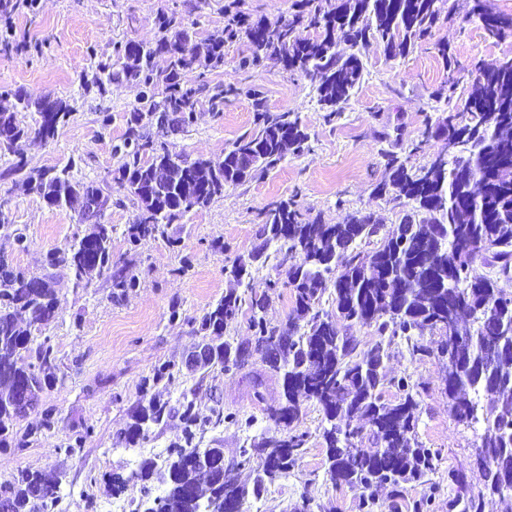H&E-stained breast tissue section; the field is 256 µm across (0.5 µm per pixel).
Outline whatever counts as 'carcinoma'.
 I'll use <instances>...</instances> for the list:
<instances>
[{"label":"carcinoma","mask_w":512,"mask_h":512,"mask_svg":"<svg viewBox=\"0 0 512 512\" xmlns=\"http://www.w3.org/2000/svg\"><path fill=\"white\" fill-rule=\"evenodd\" d=\"M438 2L300 0L290 17L274 24L238 9L228 13L224 28L210 33L201 48L183 17L161 13V37L155 43L128 42L117 50L113 63L98 65L110 77L122 74L144 87L133 113L134 127L115 146L124 162L113 180L139 203L135 223L127 229L128 240L134 244L164 234L187 213L224 194L225 188L260 178L287 155L300 154L310 139L306 127L290 119V113L269 111L262 94L248 90L255 128L240 136L224 159L189 161L156 144L145 129L157 115L176 114L181 126L195 119L196 91L181 86L183 71L220 67L224 47L242 40L252 51L242 64L255 62L261 52L277 56L286 70L310 79L330 120L351 100L364 71L362 59L340 53L339 45L355 47L374 40L383 44L387 57H404L439 22L443 8ZM473 16L494 37L512 31V18L486 5H476ZM305 29L314 34H303ZM159 53L168 57L163 71L154 69ZM14 97L24 109L34 106L39 115L32 129L18 120L17 113L0 112V152L19 158L30 133L54 137L72 107L59 98L33 102L20 91ZM503 125L512 126V58L478 64L462 111L439 115L427 129V136L457 144L441 172L431 177L425 166L409 168L396 139L383 150L388 178L376 186V193L412 202L388 230L359 212L346 215L340 224H324L303 217L290 201L268 210L258 231L261 243L237 259L229 274L244 278L254 264L266 261L268 247L276 245L278 266L288 267L296 316L273 325L265 318L268 295L229 291L203 313L196 335L210 347L204 369L238 371L254 352H262L270 370L282 379V402L269 408V417L290 433H264L226 465L219 442L209 448L195 442L201 423L194 400L183 394L177 412L184 443L172 447L165 466L162 498L167 512H206L209 504L228 497L242 508L249 495H260L266 485L286 475L308 442V433L293 430L302 400L323 411L326 476L333 484L365 490L390 485L399 493L406 484L422 482L435 470L437 455L417 440L418 402L407 378L389 380L384 373L388 343L399 337L412 355H430V347L423 343L425 332L442 331L443 320L459 305L466 319L454 327L459 341L446 356L445 390L459 420L484 423L479 457L485 489L512 485V295L497 288L494 278L477 272L482 264L497 268L499 275L512 273V136L500 133ZM157 165L170 167L178 182L152 200ZM476 179L483 181L478 196L472 192ZM32 181L48 206L77 205L81 216L86 214V199L102 192L72 182L65 168L51 177L41 173ZM374 237L372 250L359 249ZM111 260L112 226L99 222L79 241L46 255L48 266H67L79 282L110 270ZM112 279L115 297L136 286L135 277L122 271L113 273ZM35 281L0 260V448L27 446L26 440L11 437L13 422L23 416L16 409V396L30 387L37 399L56 381L53 369L58 364L50 339L34 344L31 329L52 320L58 298L42 279L32 287ZM326 294L329 310L322 308ZM244 311L253 336L246 345L224 338V324ZM354 324L375 328L380 341L357 352L356 340L347 333ZM26 355L36 363L24 368L19 361ZM387 382L402 392L395 403L383 397ZM171 412L168 403L155 398L140 401L116 442L136 447ZM242 423L235 412L214 410L215 427ZM350 429L366 433L378 451H341ZM199 452L208 457L211 475L206 479L195 462ZM246 469L254 474L250 487L239 481V472ZM58 498L60 480L50 481L39 471L22 470L0 483V503H7L11 512H31L37 503L41 512H52Z\"/></svg>","instance_id":"cac0c4a2"}]
</instances>
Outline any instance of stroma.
<instances>
[{
	"label": "stroma",
	"mask_w": 512,
	"mask_h": 512,
	"mask_svg": "<svg viewBox=\"0 0 512 512\" xmlns=\"http://www.w3.org/2000/svg\"><path fill=\"white\" fill-rule=\"evenodd\" d=\"M230 2L36 0L32 9L0 11V31H13L9 39L0 38V110L12 109L17 90L33 100L62 98L74 107L53 139L29 138L19 159L0 153V257L26 275L46 279L60 302L52 321L36 333L51 340L58 379L42 393L39 411L14 421V437H29L30 443L20 451L0 449V483L21 470L62 474L60 493L71 512H110L113 502L134 506L145 495L158 494L156 483L139 480L140 464L151 459L158 467L166 466L171 445L182 437L179 417L152 426L141 447L128 449L114 439L143 396L173 405L186 394L201 418L210 417L219 405L250 418L248 429L223 425L198 434L200 447L222 443L228 462L255 437L276 432L267 409L278 404L281 381L261 354L234 373L217 368L185 371L157 382L156 368L166 362L183 364L200 316L231 286L226 268L258 244L261 214L271 204L294 200L304 217L318 215L327 224L341 223L353 212L373 215L387 226L396 223L399 203L374 193L387 177L382 151L387 137L397 138L412 149L410 163L419 168L439 150V142L423 139L426 120L434 114L431 93L451 76L439 59L438 44L448 45L462 71L481 59L512 57V37L486 36L479 21L467 16L468 0H454L455 15L440 20L431 38L408 56L388 58L375 41L360 47L363 81L343 111L330 119L307 78L286 71L267 54L243 65L248 47L230 44L220 68L180 75L182 87L197 92L196 121L175 129L151 126L152 139L192 159L223 157L254 127L252 101L246 95L253 88L262 92L271 111L290 113L307 128L309 148L288 155L260 179L226 188L207 207L170 225L165 236L130 244L126 231L139 206L113 180L123 162L114 148L127 135L142 88L119 78L100 94L86 91L83 79L99 63L113 59L117 46L158 39L156 18L162 12L182 15L194 42L203 43L209 33L223 28ZM230 86L236 94L224 95ZM19 161L24 164L20 170L15 167ZM65 167L73 181L100 187L110 196L102 221L113 227L112 261L138 280L122 299L112 297L111 273L93 276L83 287L76 285L68 268L44 264L48 250L68 247L92 229L76 210L49 207L29 180L37 172ZM20 233L26 237L22 247L16 241ZM386 372L391 378L408 377L418 395V440L439 458L425 482L405 485L398 498L391 487L376 488L372 508H363L360 489L327 481L323 413L304 401L295 424L309 434L304 454L260 497L249 499L248 512H291L302 502L310 512H416L422 502L429 503L428 512H466L468 499L478 495L483 512H512V492H485L477 455L480 427L459 421L452 411L442 358L412 357L405 341L397 339L389 347ZM257 375L264 378L259 401L252 388ZM45 409L53 413L48 428L40 425ZM77 432L83 435L82 450L66 455L64 446ZM115 471L128 479L119 493L108 481Z\"/></svg>",
	"instance_id": "35a3bbf8"
}]
</instances>
